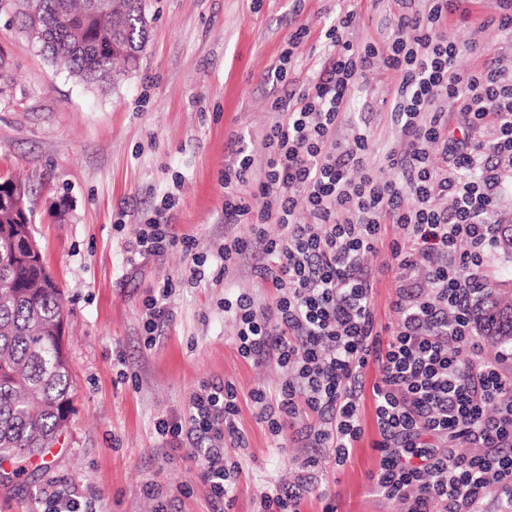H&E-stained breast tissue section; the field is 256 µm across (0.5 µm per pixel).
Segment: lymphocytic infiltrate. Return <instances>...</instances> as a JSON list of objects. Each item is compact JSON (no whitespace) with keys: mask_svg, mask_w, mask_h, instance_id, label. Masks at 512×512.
I'll list each match as a JSON object with an SVG mask.
<instances>
[{"mask_svg":"<svg viewBox=\"0 0 512 512\" xmlns=\"http://www.w3.org/2000/svg\"><path fill=\"white\" fill-rule=\"evenodd\" d=\"M396 2L383 49L353 43L355 14L337 17L324 33L330 57L318 79L273 103L263 165L241 148L224 168V221L250 234L225 237L219 258L228 269L255 261L277 292L260 308L246 293L224 307L234 312L243 358L273 357L288 370L275 392L249 397L273 436L311 450L293 481L262 496L261 512H301L322 485L319 449L347 462L367 399L378 433L369 473L376 493L404 512H483L490 496L497 512H512V349L485 359L473 327L500 218V167L512 159V64L494 56L460 70L461 49L443 35L453 0ZM380 64L399 77L389 181L366 162V130L351 149L337 138L354 88ZM452 111L464 138L448 136ZM436 147L445 160L438 170L429 163ZM301 198L305 224L295 216ZM271 224L279 235H269ZM388 224L403 235L391 244L397 289L393 319L381 328L365 258ZM371 362L380 376L369 385ZM238 410L235 386L207 385L183 418L156 425L160 436L192 441L203 478L228 508L240 466L224 441L246 442Z\"/></svg>","mask_w":512,"mask_h":512,"instance_id":"f902f5d3","label":"lymphocytic infiltrate"}]
</instances>
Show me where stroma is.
<instances>
[{
  "mask_svg": "<svg viewBox=\"0 0 512 512\" xmlns=\"http://www.w3.org/2000/svg\"><path fill=\"white\" fill-rule=\"evenodd\" d=\"M149 39L137 66L115 84L90 87L52 68L38 43L0 9V182L29 187L28 217L66 317L73 378L72 412L44 459L0 464V512H47L50 499H77L80 512H155L143 492L154 485L171 512H221L187 443L162 442L161 418L184 416L208 382L233 384L247 444L232 448L241 472L231 512H258L273 486L293 480L306 449L282 442L247 400L287 375L275 360L251 362L237 349V323L224 302L246 292L257 305L273 291L250 266L223 271L224 167L241 139L255 161L285 87L312 81L326 54L324 31L355 12L354 43L385 45L396 0H145ZM470 22L451 15L443 33L461 47L460 69L482 51L512 60V39L480 28L499 14L497 0H468ZM308 34L296 46L298 27ZM292 48L286 84L268 73ZM398 77L377 67L361 79L339 137L369 126L371 152L393 143L390 102ZM157 220L193 238L140 257L142 224ZM388 247L369 254L376 271L374 313L391 318L396 282L384 266ZM169 288V320L156 344L143 328L147 300ZM364 435L345 465L322 450L327 498L307 496L303 512H401L375 497L368 473L377 462L371 407ZM49 468H42V460Z\"/></svg>",
  "mask_w": 512,
  "mask_h": 512,
  "instance_id": "stroma-1",
  "label": "stroma"
}]
</instances>
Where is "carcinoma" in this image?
<instances>
[{
    "instance_id": "carcinoma-1",
    "label": "carcinoma",
    "mask_w": 512,
    "mask_h": 512,
    "mask_svg": "<svg viewBox=\"0 0 512 512\" xmlns=\"http://www.w3.org/2000/svg\"><path fill=\"white\" fill-rule=\"evenodd\" d=\"M16 18L56 67L98 86L115 81V62L134 68L149 38L144 0H23ZM16 219L0 207V457L30 460L65 426L72 376L61 291L43 262L26 258ZM496 243L512 255V224L498 225ZM509 286L493 282L475 306L481 333L500 343L512 340Z\"/></svg>"
}]
</instances>
